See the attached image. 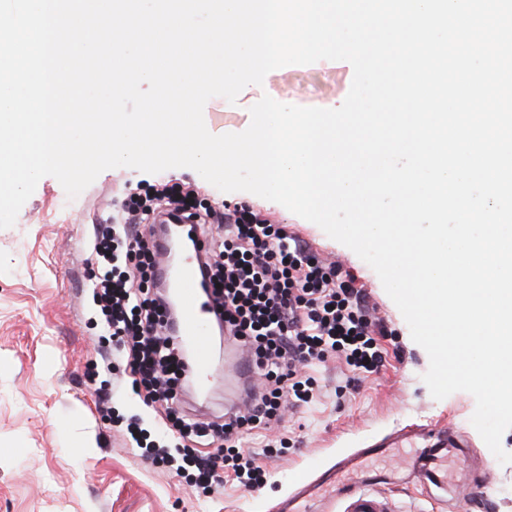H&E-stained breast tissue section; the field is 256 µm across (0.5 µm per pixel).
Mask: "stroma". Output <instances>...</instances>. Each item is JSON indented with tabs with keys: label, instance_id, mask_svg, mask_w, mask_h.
I'll list each match as a JSON object with an SVG mask.
<instances>
[{
	"label": "stroma",
	"instance_id": "35a3bbf8",
	"mask_svg": "<svg viewBox=\"0 0 512 512\" xmlns=\"http://www.w3.org/2000/svg\"><path fill=\"white\" fill-rule=\"evenodd\" d=\"M352 81L353 69L344 61L285 66L262 85L247 86L236 102L209 99L204 121L216 135L242 132L251 107L265 95L284 104L337 107ZM161 181L188 182L203 198L266 210L321 259L353 272L388 330L382 341L388 355L376 373L355 378L332 358L309 367L314 398L285 418L290 447L264 458L267 481L254 491L228 482L219 493L202 494L149 467L106 428L86 380L109 335L87 311L85 239L93 221L111 213L124 185L146 189ZM428 367L426 351L412 340L375 271L278 203L222 192L189 168L158 174L109 169L73 199L56 178L43 177L15 224L0 229V512H270L287 496L295 474H317L378 435L429 421L467 440L464 468L486 473L492 512H512V463H500L473 427L472 395L431 396L422 380ZM386 494L404 512H468L459 485L429 496L410 482Z\"/></svg>",
	"mask_w": 512,
	"mask_h": 512
}]
</instances>
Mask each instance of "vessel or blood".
I'll list each match as a JSON object with an SVG mask.
<instances>
[{"mask_svg":"<svg viewBox=\"0 0 512 512\" xmlns=\"http://www.w3.org/2000/svg\"><path fill=\"white\" fill-rule=\"evenodd\" d=\"M180 234L189 240L190 246L182 252L177 266L161 262V283L173 289L179 304V324L176 340L191 351V376L199 394H206L216 383L215 352L212 345L214 308L208 300L199 275L200 262L208 244L197 235L193 224L180 219L175 224ZM418 444L420 454L411 473L413 481L420 484L445 486L442 470L447 469L448 459L463 456L466 443L452 430L429 423L416 427H405L377 438L370 447L353 453H344L336 458L334 466L322 472L314 481H299L296 499L310 496L317 486L332 481L333 476L354 472L365 457L382 454L391 448L402 447L403 443ZM380 475H369L353 482L337 484L336 496L345 503V512H386V502L374 493V486L384 484Z\"/></svg>","mask_w":512,"mask_h":512,"instance_id":"obj_1","label":"vessel or blood"}]
</instances>
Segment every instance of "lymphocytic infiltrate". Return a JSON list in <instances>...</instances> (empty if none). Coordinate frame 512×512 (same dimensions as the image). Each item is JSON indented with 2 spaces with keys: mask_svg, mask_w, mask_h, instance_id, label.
<instances>
[{
  "mask_svg": "<svg viewBox=\"0 0 512 512\" xmlns=\"http://www.w3.org/2000/svg\"><path fill=\"white\" fill-rule=\"evenodd\" d=\"M190 218L208 239L201 280L215 311L217 339L251 355L243 408L201 419L179 392L190 389L191 358L177 343L172 303L159 288L156 221ZM85 276L96 320L110 331L120 359L121 388L135 395L154 419L132 415L121 423L132 447L153 468H165L206 492L225 480L255 488L266 479L257 454L243 450V435L277 425L288 407L313 398L307 367L330 358L355 374L373 373L385 357V334L366 304V292L350 271L322 261L287 225L247 204L217 206L194 186L161 183L125 192L111 217L94 225L85 242Z\"/></svg>",
  "mask_w": 512,
  "mask_h": 512,
  "instance_id": "lymphocytic-infiltrate-1",
  "label": "lymphocytic infiltrate"
}]
</instances>
